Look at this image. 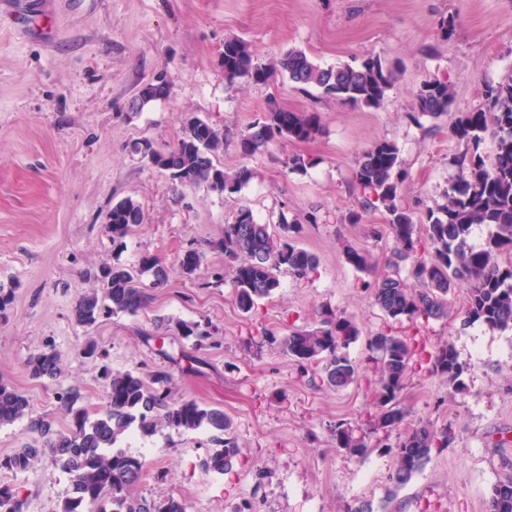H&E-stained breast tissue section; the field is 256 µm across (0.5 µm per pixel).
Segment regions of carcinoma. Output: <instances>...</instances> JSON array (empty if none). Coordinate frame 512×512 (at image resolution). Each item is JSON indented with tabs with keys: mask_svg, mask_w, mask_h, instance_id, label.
<instances>
[{
	"mask_svg": "<svg viewBox=\"0 0 512 512\" xmlns=\"http://www.w3.org/2000/svg\"><path fill=\"white\" fill-rule=\"evenodd\" d=\"M224 81L259 84L281 73L292 87L307 92L311 88L342 103L381 108L387 91L397 76V66L376 56L360 63L323 67L298 48L282 53L274 62L259 61L250 44L240 38L224 41L222 60ZM483 104L458 118L454 135L461 145L456 156L458 178L448 187L446 202L425 210L426 223L419 225L414 213L401 203V187L409 177L399 149L389 140H379L365 151L353 171V182L360 192L358 209L349 213V221L358 224L363 215L380 211L385 214L388 235L395 243L394 254L400 261L412 260L409 278L419 285L412 289L400 276H387L366 283L381 312L395 320L411 323L420 318L447 319L448 293L459 285L466 288V310L462 326L476 323L492 329L512 331V74L500 82H486ZM168 95L154 82L143 85L131 101L130 109L140 112L151 102ZM453 86L437 78L425 80L415 94L414 111L409 118H440L453 104ZM322 130L317 113L288 112L275 104L240 135L239 149L251 157L282 139L306 141ZM496 139V152L487 162L479 152L486 136ZM131 152L152 168L164 172L174 189L203 190L232 196L256 177V171L241 166L224 170L218 156L224 152V130L211 125L196 113L183 119L181 135L169 151L155 149L149 139L131 145ZM145 223L142 205L131 196L112 202L106 214L105 230L113 248L126 246L133 227ZM487 228L484 242H472L474 233ZM302 225L282 220L278 230L261 223L247 206L240 207L231 223L224 226L219 247L224 257L234 261L231 285L235 301L245 313L270 298L280 287V276L302 279L314 271L319 260L315 253L298 243ZM425 233L430 256L418 255L422 248L420 233ZM347 263L361 273L372 269L368 253L343 246ZM508 254V262L502 256ZM203 252L191 245L179 256L183 274L193 276L201 265ZM150 276V285L142 282ZM89 278L98 283L74 307L79 325L90 328L102 314L135 316L145 310L151 296L147 287L160 288L168 281V269L155 255L142 256L134 268L113 259ZM165 328L202 347L212 337L210 326L200 321L166 320ZM364 340L367 361L378 374L375 400L378 411L370 423L375 433L400 426L405 411L398 396L414 349L406 335L361 337L355 320L342 311L325 309L320 326L296 329L279 336L269 333L266 342L277 346L301 368L321 364L320 383L344 388L354 383L357 366L349 356L351 345ZM431 373L460 384L467 363L459 359L453 344L446 342L430 355ZM30 373L35 378L54 379L60 372V355L48 344L46 350L30 357ZM146 382L138 371L114 372L102 367L101 380L107 395L106 407L91 415L79 405L80 396L64 392L58 396L61 406L71 416L67 433L52 431L44 418L32 419L29 427L45 439L53 462L70 476L72 497L62 512H187L186 506L168 499L158 504L134 496L142 480L145 462L122 448L123 438L132 431L149 437L163 429L177 432L206 429L222 443L204 462L207 473L224 474L233 469L241 449L231 434L230 418L219 408L199 404L193 399L175 400L169 389L170 375L162 369L150 372ZM30 415L29 400L19 391L0 383V426L11 425ZM336 447L350 457L362 456L368 448L366 434L339 423L333 431ZM452 440V431L444 426H418L396 445L389 447L395 465L388 474L387 499L406 486ZM37 448H21L0 457V470L23 471L37 455ZM0 512H25L24 502L13 490L0 485ZM489 512H512V476L495 484L489 498Z\"/></svg>",
	"mask_w": 512,
	"mask_h": 512,
	"instance_id": "carcinoma-1",
	"label": "carcinoma"
}]
</instances>
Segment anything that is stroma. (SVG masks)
Here are the masks:
<instances>
[{"label":"stroma","instance_id":"obj_1","mask_svg":"<svg viewBox=\"0 0 512 512\" xmlns=\"http://www.w3.org/2000/svg\"><path fill=\"white\" fill-rule=\"evenodd\" d=\"M37 2L18 8L0 0V286L14 291L0 318V382L27 397L32 417L64 432L71 418L59 393L76 389L89 412L102 409L105 364L163 369L173 398L223 409L241 456L221 475L202 468L216 448L210 432L165 429L125 440L128 453L146 463L134 494L150 502L174 498L188 512H233L246 500L257 512H346L360 500L372 501L375 512H488L492 487L512 475V333L462 326L466 292L459 287L448 296L450 319H387L342 246L369 252L375 276L394 274V243L382 215L358 224L346 218L356 197L352 171L376 141H393L409 171L404 205L443 203L458 175L459 142L451 133L457 116L479 108L483 82L512 73V0H51L46 15ZM444 18L455 21L445 39ZM232 37L247 40L267 62L296 47L324 66L372 55L402 60L403 69L378 109L296 90L282 76L230 87L221 60ZM162 75L172 81L170 97L131 113L138 89ZM433 77L453 84L455 101L439 119L412 122L415 93ZM272 102L318 113L321 133L242 156L240 133ZM189 112L225 129V169L245 164L257 171L240 194L173 192L162 173L131 154V143L143 137L170 149ZM295 154L310 158L307 170L286 168ZM125 196L142 204L146 222L128 236L122 261L135 266L143 255L158 256L170 279L138 315L105 316L87 329L71 311L92 287L85 270L112 260L105 215ZM243 205L265 224L302 222L300 244L319 259L304 279L282 276L275 294L248 313L238 309L230 283H211L213 271L230 268L214 243ZM311 214L316 223H307ZM191 243L205 256L189 279L178 257ZM326 307L353 317L366 335L414 332L430 351L452 343L469 366L462 386L414 359L400 395L401 427L371 435L364 456L342 455L336 425L365 429L375 412L376 375L364 343L349 350L360 373L342 389L312 382L264 343L270 330L316 326ZM167 317L209 322L216 348L196 350L160 328ZM90 340L104 359L84 355ZM49 341L61 372L53 380L32 378L27 362ZM425 424L451 425L454 438L387 500L395 463L388 448ZM43 445L27 420L0 427V455L40 451L26 470L0 471V485L25 501L26 512H61L70 478Z\"/></svg>","mask_w":512,"mask_h":512}]
</instances>
